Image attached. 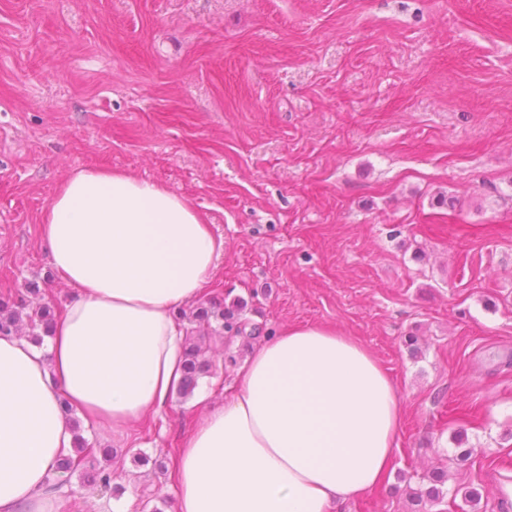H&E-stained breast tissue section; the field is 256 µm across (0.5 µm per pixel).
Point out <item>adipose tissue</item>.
I'll list each match as a JSON object with an SVG mask.
<instances>
[{"instance_id": "obj_1", "label": "adipose tissue", "mask_w": 512, "mask_h": 512, "mask_svg": "<svg viewBox=\"0 0 512 512\" xmlns=\"http://www.w3.org/2000/svg\"><path fill=\"white\" fill-rule=\"evenodd\" d=\"M73 294L46 347L0 335V512H64L48 491L85 425L127 436L166 409L183 374L176 318L214 287L223 238L186 198L103 168L62 181L39 226ZM171 461L175 512H333L394 467L403 410L379 359L333 326L301 323L256 345L224 402Z\"/></svg>"}]
</instances>
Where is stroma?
<instances>
[{
  "mask_svg": "<svg viewBox=\"0 0 512 512\" xmlns=\"http://www.w3.org/2000/svg\"><path fill=\"white\" fill-rule=\"evenodd\" d=\"M87 166L155 181L224 240L213 302L262 336L338 326L399 386L385 484L335 512H502L512 484V0H0V296L63 306L38 225ZM416 336L420 352L404 344ZM224 355L245 343L205 340ZM202 414L173 397L110 456L131 512H172L170 463ZM471 448L456 459L457 437ZM84 470L66 512H113ZM431 486L425 491L413 490L410 495L413 497L412 505L415 507L413 512H430V509L443 501L448 495V492H444L439 486H443L446 477L444 474L433 472L429 477Z\"/></svg>",
  "mask_w": 512,
  "mask_h": 512,
  "instance_id": "1",
  "label": "stroma"
}]
</instances>
